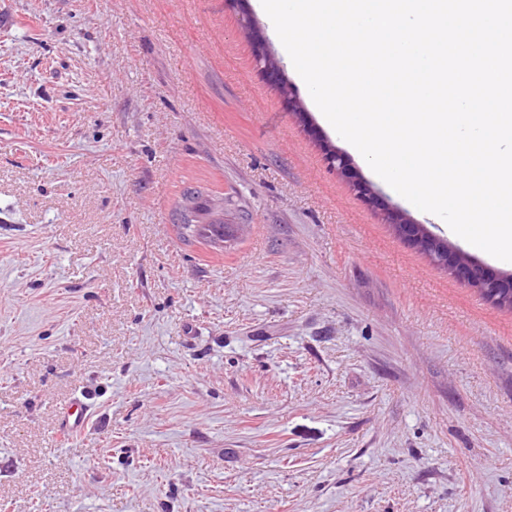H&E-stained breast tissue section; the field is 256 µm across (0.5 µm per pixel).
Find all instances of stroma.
Segmentation results:
<instances>
[{"instance_id": "stroma-1", "label": "stroma", "mask_w": 512, "mask_h": 512, "mask_svg": "<svg viewBox=\"0 0 512 512\" xmlns=\"http://www.w3.org/2000/svg\"><path fill=\"white\" fill-rule=\"evenodd\" d=\"M330 146L257 0H0L7 512H512V309ZM194 208L185 207L182 212L181 234L188 238H199L210 243L224 242V224H193ZM434 245V250L439 254L445 251L448 252V269H450L459 280L470 286L483 288L484 294L495 304L512 307V288H510V292L486 288L489 282L498 284L503 279L502 275H494L480 266L476 267L472 264L460 261L457 254L452 250H448V246L444 245L438 239L435 240ZM90 405L77 397L68 406L62 419L60 432L73 436L83 431L90 412Z\"/></svg>"}]
</instances>
